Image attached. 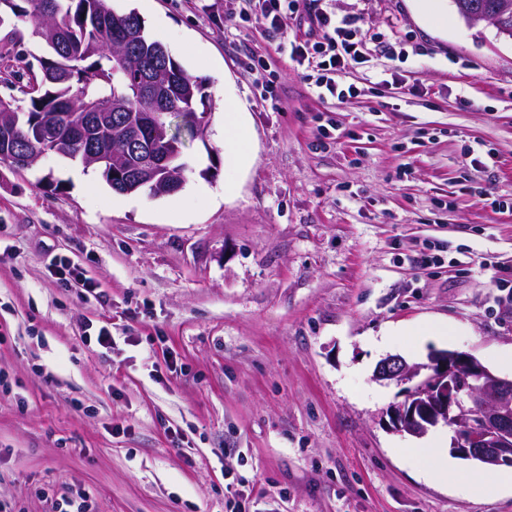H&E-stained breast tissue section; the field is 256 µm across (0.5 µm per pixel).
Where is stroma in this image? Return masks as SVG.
<instances>
[{
	"label": "stroma",
	"instance_id": "obj_1",
	"mask_svg": "<svg viewBox=\"0 0 512 512\" xmlns=\"http://www.w3.org/2000/svg\"><path fill=\"white\" fill-rule=\"evenodd\" d=\"M207 3L110 0L212 96L180 191L0 163V507L81 486L90 512H512L511 486L420 471V438L388 425L402 386L373 378L458 350L512 379V40L333 0L384 45L343 74L353 96L322 99L259 14ZM228 95L245 168L224 162ZM57 259L98 295L62 288ZM427 320L448 340L418 344Z\"/></svg>",
	"mask_w": 512,
	"mask_h": 512
}]
</instances>
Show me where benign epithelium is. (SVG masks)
Here are the masks:
<instances>
[{
    "mask_svg": "<svg viewBox=\"0 0 512 512\" xmlns=\"http://www.w3.org/2000/svg\"><path fill=\"white\" fill-rule=\"evenodd\" d=\"M167 162L165 156L149 157L138 175L150 181ZM375 379L409 384L404 401L387 411L392 429L422 437L455 424L456 453L489 465L512 460V380L496 376L471 354L440 351L414 364L389 356L377 365Z\"/></svg>",
    "mask_w": 512,
    "mask_h": 512,
    "instance_id": "obj_1",
    "label": "benign epithelium"
}]
</instances>
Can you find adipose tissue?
I'll use <instances>...</instances> for the list:
<instances>
[{
	"label": "adipose tissue",
	"mask_w": 512,
	"mask_h": 512,
	"mask_svg": "<svg viewBox=\"0 0 512 512\" xmlns=\"http://www.w3.org/2000/svg\"><path fill=\"white\" fill-rule=\"evenodd\" d=\"M224 134V159L238 167L247 166L251 161L249 143L244 138L245 120L237 103L228 99L224 102V117L222 121ZM410 453L415 457L422 471L439 482L454 481L457 486L474 492L486 484L497 486L512 484V472L495 473L492 475L449 467L448 455L444 451L443 438H436L426 446L411 448Z\"/></svg>",
	"instance_id": "adipose-tissue-1"
}]
</instances>
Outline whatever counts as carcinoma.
I'll return each instance as SVG.
<instances>
[{
  "label": "carcinoma",
  "instance_id": "obj_1",
  "mask_svg": "<svg viewBox=\"0 0 512 512\" xmlns=\"http://www.w3.org/2000/svg\"><path fill=\"white\" fill-rule=\"evenodd\" d=\"M8 12L34 22L46 53L0 55V74L26 75L31 86L25 110L0 99V162L25 169L54 154L101 170L117 194L160 197L181 190L184 180L169 182L162 171L142 182L133 174L141 153L119 150L139 133L154 150L169 151L160 122L146 123V113L156 111L141 92L151 74L167 83L164 109L181 113L189 138L205 133L211 111L206 85L148 37L139 15L117 11L109 0H0V24ZM48 125L54 137L47 142L39 131Z\"/></svg>",
  "mask_w": 512,
  "mask_h": 512
}]
</instances>
